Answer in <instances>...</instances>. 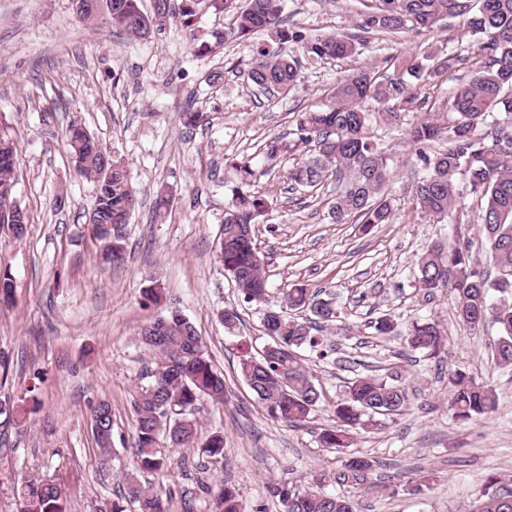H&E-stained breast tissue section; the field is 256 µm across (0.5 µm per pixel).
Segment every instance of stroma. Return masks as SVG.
<instances>
[{
    "label": "stroma",
    "instance_id": "obj_1",
    "mask_svg": "<svg viewBox=\"0 0 512 512\" xmlns=\"http://www.w3.org/2000/svg\"><path fill=\"white\" fill-rule=\"evenodd\" d=\"M367 0H283L290 29L312 36H359L356 54L307 62L302 44L285 51L300 62V82L285 95L261 94L248 78L256 46L275 49L257 36L228 40L213 53L200 42L232 27L233 16L198 12L193 29L172 19L145 40L118 34L105 23L77 21L73 0H0V120L12 128L18 152L15 199L30 218L23 239L0 227V273L10 276L12 299L0 305V355L9 362L0 398L20 409L18 424L0 425V512H20L27 481L60 486L66 512H95L119 496L122 472L133 464L134 398L147 385L157 359L140 339L143 326L177 310L189 318L225 384L224 401H203L196 415L201 437L224 438L221 463L193 448L168 449L166 468L145 474L161 491L169 512H212L218 485L241 493L243 512L264 504L279 512L266 486H307L315 471L339 465L338 453L320 448L318 433L355 374L386 376L397 369L410 405L385 427L361 433L355 448L371 457L373 475L395 479L392 498L362 491L363 512H468L488 476L512 481V370L491 360L497 335L488 325L472 331L455 318L451 293L426 298L414 262L434 243L453 235L483 245L475 223L484 201L464 194L445 222L426 216L414 197L416 156L406 132L430 119H456L448 99L454 87L484 65L462 21L445 19L431 31L362 33ZM434 50L450 59L448 70L419 82L399 126L377 121L372 134L390 158L382 189L393 218L362 230L333 223L329 211L336 184L293 190L286 178L292 159L270 164L264 142L283 136L307 157L313 144L298 140L296 115L334 101L336 82L362 67L380 79L395 75L401 58ZM216 82H209L211 73ZM205 113V125L189 128L181 112ZM83 127L130 172L142 203L122 230L125 259L103 260L104 242L88 216L93 185L74 169L65 150L71 126ZM249 160V189L268 208L254 237L269 280L272 303L293 284L332 300L340 316L325 335L326 356L304 350L326 399L312 419L291 427L272 421L238 373L241 356L268 338L262 309L243 302L215 246L236 182L224 162ZM168 210L153 212L159 190ZM161 303L147 299L152 283ZM241 321L226 330L221 309ZM391 315L399 324L435 320L445 338L442 357L409 351L401 332L377 335L370 323ZM463 369L490 382L496 413L457 423L448 410V375ZM112 407V462L99 468L91 427L98 400ZM422 485L420 494L410 493Z\"/></svg>",
    "mask_w": 512,
    "mask_h": 512
}]
</instances>
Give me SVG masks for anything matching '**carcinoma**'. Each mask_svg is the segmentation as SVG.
Segmentation results:
<instances>
[{
  "label": "carcinoma",
  "mask_w": 512,
  "mask_h": 512,
  "mask_svg": "<svg viewBox=\"0 0 512 512\" xmlns=\"http://www.w3.org/2000/svg\"><path fill=\"white\" fill-rule=\"evenodd\" d=\"M106 0H77V16L88 22L98 19ZM141 0H112V15L106 17L112 28L132 38H147L174 13L171 0H162L158 11H145ZM235 13L236 26L230 35L245 38L264 32L284 45L304 42L313 58H344L357 52V42L345 35L305 37L283 23L282 0H184L180 17L191 27L199 8ZM444 18H460L476 37L477 49L488 57V64L470 80L458 84L450 98L457 122L443 127L422 121L408 131L422 174L415 184V198L422 212L443 220L466 192L485 199L477 224L484 242L483 269L474 257L470 242L458 238L440 241L422 253L415 262L418 285L427 295L450 288L455 292L458 322L471 330L486 323L498 326L499 337L492 361L501 368L512 367V300L503 296L512 288V150L498 143L512 139V0H372L361 28L364 32L398 33L410 22L417 29H432ZM447 67V60L428 52L410 55L397 65L398 77L383 83L370 69H360L336 85L337 102L300 113L297 131L301 140L314 143L315 154L288 170L292 186L317 189L327 174L336 177V203L331 219L338 224L350 220L369 227L386 224L392 207L380 195L388 175V158L370 134L376 119L368 102L392 103L384 110L386 120L401 119L403 105L412 102L411 87L428 73ZM250 81L260 90L286 94L299 80L295 62L264 47L256 49L248 70ZM500 114L482 128L492 113ZM448 135V148L427 153L430 145ZM77 171L94 183L95 206L89 223L108 236L110 230L129 223L139 206L136 190L130 183L121 160L108 154L88 134L70 130L66 144ZM266 156L275 160L291 150L285 138L267 140ZM17 150L12 138L0 137V207L14 199ZM226 170L245 184L253 176L249 162L232 160ZM266 208L258 195L238 191L233 204L224 211V224L218 238L217 257L247 303L266 305L262 326L271 339L269 358L246 353L239 361L241 378L257 402L274 421L289 426L310 419L324 398L322 387L304 366L298 350L323 346L314 334L317 327L309 319L300 320L282 313L308 310L315 322L328 324L338 312L327 301L302 286L283 292L281 306H269V286L265 278L250 225ZM12 235L20 239L27 232L29 216L20 208L0 216ZM142 340L157 351L159 361L152 382L137 391L134 402L136 438L134 467L123 474V493L99 512H169L162 494L146 487L140 475L162 469L167 462L165 447H200L211 461L224 459V437L213 434L198 439L196 412L199 403L224 402V377L213 369L193 323L174 312L155 319L142 329ZM405 342L416 351L437 354L444 347L438 324L416 319L407 325ZM449 407L459 421L489 416L498 409L491 385L458 369L448 378ZM408 407L404 387L383 377L358 376L346 385L335 408L336 424L322 429L318 442L323 448H347L356 430L376 416L393 419ZM98 420L94 432L100 460L112 453V409L102 400L93 411ZM374 487L392 497L398 485L373 481L372 461L350 456L340 466L314 476L310 486L300 490L286 483L269 486L282 512H361L357 493ZM22 512H65L59 488L48 482H29L21 493ZM216 512H240L239 492L220 487ZM469 512H512V488L488 479L483 499Z\"/></svg>",
  "instance_id": "carcinoma-1"
}]
</instances>
